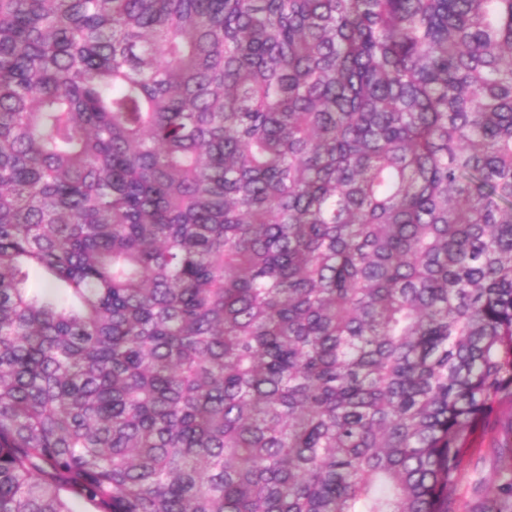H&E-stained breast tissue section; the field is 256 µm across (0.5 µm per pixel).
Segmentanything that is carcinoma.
Listing matches in <instances>:
<instances>
[{"label": "carcinoma", "mask_w": 512, "mask_h": 512, "mask_svg": "<svg viewBox=\"0 0 512 512\" xmlns=\"http://www.w3.org/2000/svg\"><path fill=\"white\" fill-rule=\"evenodd\" d=\"M506 403L512 0H0V512H512ZM512 434V410L505 406L492 416L485 434L478 439L477 451L470 459V466L476 467L485 476L494 477L492 463L503 437Z\"/></svg>", "instance_id": "cac0c4a2"}]
</instances>
